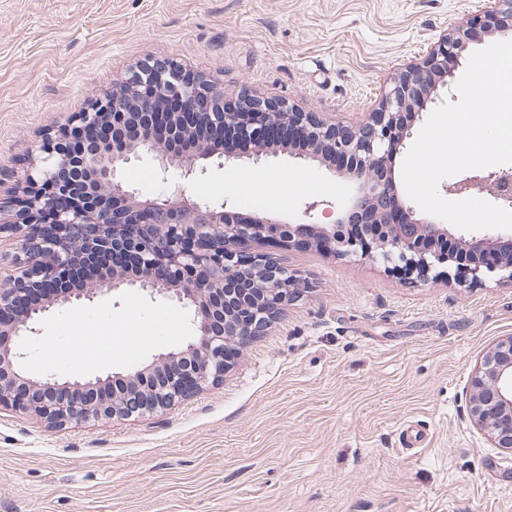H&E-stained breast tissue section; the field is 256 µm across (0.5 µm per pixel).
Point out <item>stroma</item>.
Masks as SVG:
<instances>
[{
  "label": "stroma",
  "mask_w": 512,
  "mask_h": 512,
  "mask_svg": "<svg viewBox=\"0 0 512 512\" xmlns=\"http://www.w3.org/2000/svg\"><path fill=\"white\" fill-rule=\"evenodd\" d=\"M482 0H0V164L174 59L224 97L365 119L391 80ZM279 181L283 194L262 183ZM349 184L281 151L210 165L188 193L282 220ZM307 287L222 382L150 416L49 429L0 409V512H512V455L468 418L482 356L512 336V281L409 283L317 247L260 245ZM24 339L31 377L126 372L190 340L188 310L137 287L54 307ZM138 334L136 352L101 337ZM421 427L405 447L402 432Z\"/></svg>",
  "instance_id": "stroma-1"
}]
</instances>
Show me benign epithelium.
Returning <instances> with one entry per match:
<instances>
[{"label": "benign epithelium", "instance_id": "1", "mask_svg": "<svg viewBox=\"0 0 512 512\" xmlns=\"http://www.w3.org/2000/svg\"><path fill=\"white\" fill-rule=\"evenodd\" d=\"M483 16L512 21V0H484ZM473 34V24L451 29L423 63L409 66L382 96L366 121L343 124L300 112L282 100L243 97L224 109V88L173 61H153L129 69L112 91L72 114L66 127L46 132L28 148L21 170L0 169L16 179L18 196L12 225L28 229L24 258L0 278V406L32 411L56 427L127 420L168 409L224 380L230 341L243 348L262 336L288 301L299 294L297 277L270 255L254 249L273 245L315 246L344 256L380 261L409 280L439 281L450 269L465 267L470 282L498 272L512 280V230L481 236L453 234L448 225L417 217L399 197L395 157L412 135L423 107L438 87L449 84ZM172 101L174 133H189L195 148L179 153L156 134V108ZM110 123L129 131L119 142L93 144L80 155L63 146L71 129L93 130ZM244 124L258 134L299 125L300 146L277 140L256 151L282 148L300 159L322 163L335 156L346 161L351 194L336 209L331 224L315 222L319 202L304 206L297 222L245 212L223 200L210 203L187 193L186 184L236 158L224 152V127ZM152 154L162 181L169 168L179 179L165 195L144 198L120 172L132 157ZM70 171L76 183L64 184ZM450 196L488 193L512 200L506 175H469L445 186ZM494 246L506 257L487 264L481 254ZM130 250L135 269L114 266L110 274L74 291L52 293L46 302L16 309L35 288H54L65 271L90 258ZM124 286H139L172 305L193 310L196 336L185 347L156 355L127 373L84 381L50 375L32 378L20 367L17 341L35 318L57 303L93 298ZM105 390L99 400L87 396ZM470 421L494 447L512 453V336L499 340L476 366L468 393Z\"/></svg>", "mask_w": 512, "mask_h": 512}]
</instances>
